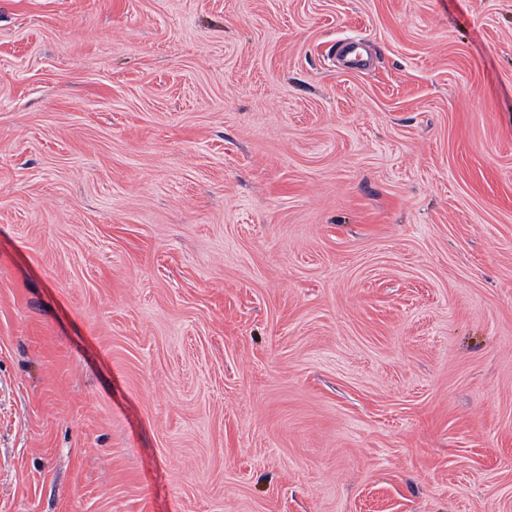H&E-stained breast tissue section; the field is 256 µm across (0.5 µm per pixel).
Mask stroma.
Here are the masks:
<instances>
[{
    "mask_svg": "<svg viewBox=\"0 0 512 512\" xmlns=\"http://www.w3.org/2000/svg\"><path fill=\"white\" fill-rule=\"evenodd\" d=\"M0 512H512V0H0Z\"/></svg>",
    "mask_w": 512,
    "mask_h": 512,
    "instance_id": "stroma-1",
    "label": "stroma"
}]
</instances>
